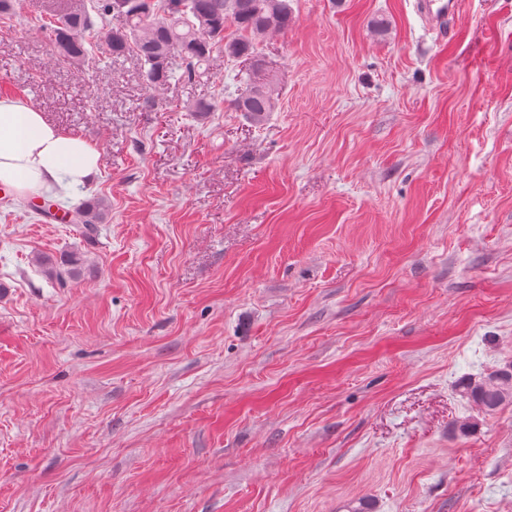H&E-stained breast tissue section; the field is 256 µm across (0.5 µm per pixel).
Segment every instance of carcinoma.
Segmentation results:
<instances>
[{
    "label": "carcinoma",
    "instance_id": "obj_1",
    "mask_svg": "<svg viewBox=\"0 0 512 512\" xmlns=\"http://www.w3.org/2000/svg\"><path fill=\"white\" fill-rule=\"evenodd\" d=\"M35 18L49 31L56 61L90 69L107 58L137 57L151 89L171 80H192L209 65L217 48L229 60L249 61L234 108L254 121L275 110L277 90L266 75L258 43L267 34L288 30V0H44ZM235 34L224 36L226 24ZM103 201L75 211L87 227L105 218ZM480 410L512 404V364L459 384Z\"/></svg>",
    "mask_w": 512,
    "mask_h": 512
}]
</instances>
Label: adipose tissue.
<instances>
[{
    "label": "adipose tissue",
    "mask_w": 512,
    "mask_h": 512,
    "mask_svg": "<svg viewBox=\"0 0 512 512\" xmlns=\"http://www.w3.org/2000/svg\"><path fill=\"white\" fill-rule=\"evenodd\" d=\"M100 163L92 142L60 131L19 99L0 98V184L23 195L64 175L82 183L97 174Z\"/></svg>",
    "instance_id": "ef3b65f1"
}]
</instances>
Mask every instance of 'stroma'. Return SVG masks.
<instances>
[{"instance_id":"35a3bbf8","label":"stroma","mask_w":512,"mask_h":512,"mask_svg":"<svg viewBox=\"0 0 512 512\" xmlns=\"http://www.w3.org/2000/svg\"><path fill=\"white\" fill-rule=\"evenodd\" d=\"M24 2L0 93L95 143L65 203L108 211L0 196V512H512V405L458 390L512 363V0L445 43L413 0H290L259 123L244 64L81 73ZM106 211V206L101 200L87 202L75 211L76 221L78 224H85L86 227L91 228L93 224L102 223Z\"/></svg>"}]
</instances>
